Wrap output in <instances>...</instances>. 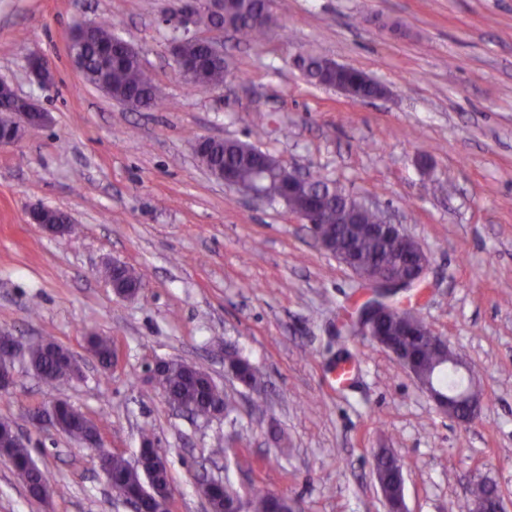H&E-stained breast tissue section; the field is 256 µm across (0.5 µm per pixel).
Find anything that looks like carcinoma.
<instances>
[{"instance_id":"1","label":"carcinoma","mask_w":512,"mask_h":512,"mask_svg":"<svg viewBox=\"0 0 512 512\" xmlns=\"http://www.w3.org/2000/svg\"><path fill=\"white\" fill-rule=\"evenodd\" d=\"M231 10L233 16L230 21L224 23V29L234 32L244 42H261L274 23V15L271 9L266 7L264 0H233ZM115 26L114 22L102 21L95 24V28L84 38L82 44L84 78L88 83L103 88L109 93L113 92L129 99L141 97L148 108H159L161 100L156 94L154 82L141 67L138 59L128 55L114 61L112 55L102 51V48L112 46ZM183 51L188 60L197 62L201 67L199 82L192 84V88L200 90L206 86L224 84V79L228 75L225 60L209 61L206 49L195 42L186 43ZM300 66L310 80L321 85L331 86L336 82H346L354 86L358 95L362 97H371L379 92L377 84L366 81L365 73L353 68L333 78L319 67L316 57L301 59ZM209 151L214 166L220 169L230 166L243 180L254 177L256 162L254 145L240 140L225 139L212 143ZM320 224L322 235L336 244V250L348 252L375 267L388 269L397 276L408 273L407 261L394 243L380 236L372 237L364 234L361 224L353 222L351 210L337 205L328 207L320 216ZM88 345L93 356L103 364V368L112 367V350L114 349L112 337L90 336ZM440 358L441 351L437 347L424 344L420 355L422 371L434 373V383L445 388L462 385L455 373L448 370L436 373V364ZM224 361L238 370L242 380L252 388L256 396H262L263 376L240 356L235 346L229 344L225 347ZM28 364L49 385L67 382L63 359L40 343L30 347ZM155 381L159 387L168 391L172 400L185 406L195 418H209L211 411L220 405L224 406V415L227 416L232 411V400L224 393V388L216 383H210L206 378V372L200 368L195 372H189L183 367L182 362L173 360L157 372ZM60 421L67 429L69 437L80 444L99 434L96 423L74 408L62 410ZM12 429L11 420L0 419V456L10 459L15 469L26 473L27 492L31 498L38 500L40 499L38 490L50 483L49 476L35 462L31 449L27 445L17 446L12 442ZM97 452L106 455V462L115 481L123 485H131L144 480L143 472L134 467L132 461L124 455L106 448H99ZM375 463L378 465V472L385 478L388 494L393 498L396 497L400 486V472L394 465L389 449H379L375 456ZM210 501L213 512H231L233 509H239L241 512H294L295 509L294 504L286 496L260 487L242 496L227 481L224 482V486H217L211 491Z\"/></svg>"}]
</instances>
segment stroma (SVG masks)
Segmentation results:
<instances>
[{
    "label": "stroma",
    "instance_id": "1",
    "mask_svg": "<svg viewBox=\"0 0 512 512\" xmlns=\"http://www.w3.org/2000/svg\"><path fill=\"white\" fill-rule=\"evenodd\" d=\"M176 0H0V81L48 123L0 146V334L67 348L81 379L58 388L23 364L0 391L50 476L47 500L0 458V512H128L95 452L34 428L31 413L67 401L99 425L103 444L134 457L142 431L165 452L171 512H209L203 477L260 486L299 512H385L374 456L403 465L409 512L462 507L476 478L496 482L512 512V0H274L258 46L204 24L221 42L223 86L192 89L169 51ZM111 20L138 48L162 106L134 111L88 83L68 59L76 25ZM56 68L37 85L30 58ZM332 60L386 89L367 101L310 81L298 56ZM251 143L352 197L379 204L430 256L419 307L472 368L481 415L441 414L394 356L348 335L371 290L320 249L284 203H253L213 178L198 138ZM41 205L78 227L52 237ZM118 261L143 273L136 297L101 276ZM112 336L102 370L91 334ZM234 345L267 380L266 404L232 383ZM199 366L235 401L230 418L172 410L146 371L158 360ZM232 448L211 450L224 439Z\"/></svg>",
    "mask_w": 512,
    "mask_h": 512
}]
</instances>
